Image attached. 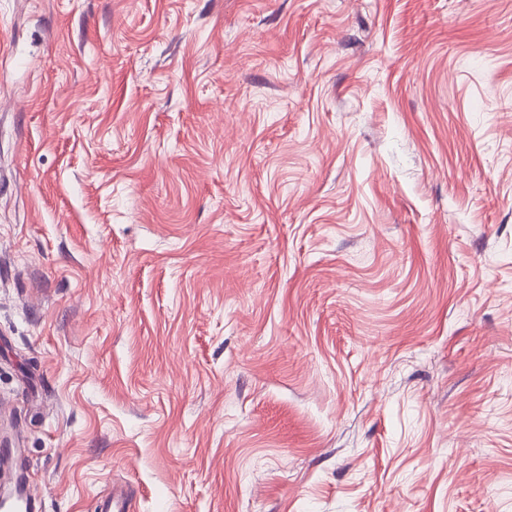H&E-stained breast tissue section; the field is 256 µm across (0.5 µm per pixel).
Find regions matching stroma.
I'll use <instances>...</instances> for the list:
<instances>
[{
  "label": "stroma",
  "instance_id": "obj_1",
  "mask_svg": "<svg viewBox=\"0 0 512 512\" xmlns=\"http://www.w3.org/2000/svg\"><path fill=\"white\" fill-rule=\"evenodd\" d=\"M0 433L35 512H512V0H0Z\"/></svg>",
  "mask_w": 512,
  "mask_h": 512
}]
</instances>
